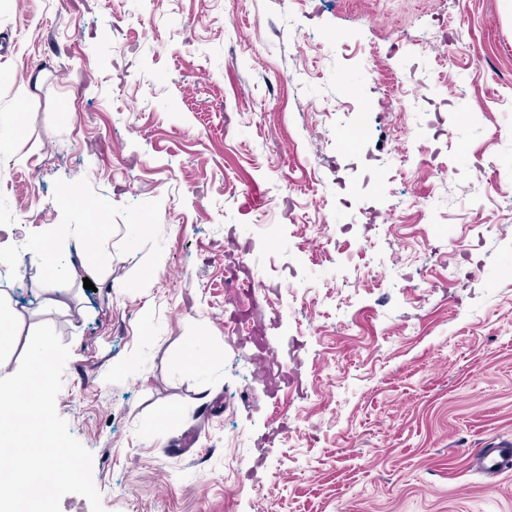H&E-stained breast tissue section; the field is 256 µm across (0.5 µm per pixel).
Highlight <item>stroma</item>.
Returning <instances> with one entry per match:
<instances>
[{
  "label": "stroma",
  "mask_w": 512,
  "mask_h": 512,
  "mask_svg": "<svg viewBox=\"0 0 512 512\" xmlns=\"http://www.w3.org/2000/svg\"><path fill=\"white\" fill-rule=\"evenodd\" d=\"M499 183L512 0H0V290L70 348L56 409L104 512H512L467 454L512 440ZM439 191L441 220L406 205ZM97 222L108 262L39 310L32 239ZM190 343L223 364L184 370ZM280 352L279 348L270 343V341L266 340L262 347L261 351L256 359V371L258 377H268L271 376L275 369L279 376L282 377L283 380L288 378V364L280 361Z\"/></svg>",
  "instance_id": "stroma-1"
}]
</instances>
